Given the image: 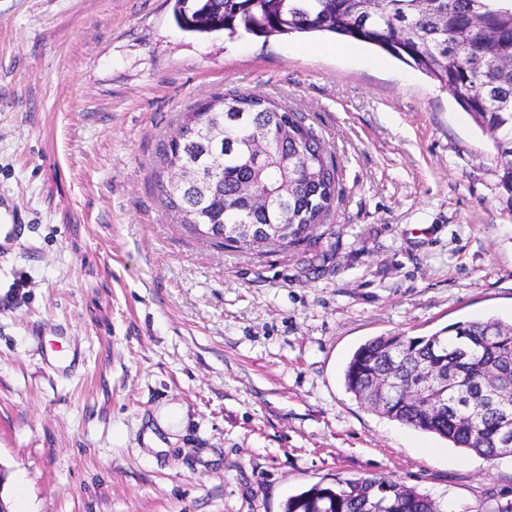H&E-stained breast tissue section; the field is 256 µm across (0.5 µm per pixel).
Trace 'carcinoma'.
<instances>
[{
	"label": "carcinoma",
	"instance_id": "1",
	"mask_svg": "<svg viewBox=\"0 0 512 512\" xmlns=\"http://www.w3.org/2000/svg\"><path fill=\"white\" fill-rule=\"evenodd\" d=\"M174 21L188 33L222 31L232 38L333 34L382 51L438 83L495 141L498 186L512 209V0H383L370 13L363 0H175ZM188 115L224 123L217 146L189 135L161 144L154 164L164 205L191 225L198 214L214 228L202 233L218 247L236 241L237 226L254 225L267 244L307 240L323 223L336 193V168L305 117L254 93L224 95V111L196 104ZM291 119L288 149L277 138ZM266 149L250 161V144ZM192 164L213 174L208 195L187 183L171 187L170 171ZM294 183L284 199L283 177ZM243 182L268 200L263 211L237 207ZM344 382L356 399L402 425L435 434L487 460L504 456L502 415L489 392L512 383V323L496 317L450 323L427 336H375L349 359ZM284 512H442L428 495L388 476L316 484L288 497Z\"/></svg>",
	"mask_w": 512,
	"mask_h": 512
}]
</instances>
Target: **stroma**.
Segmentation results:
<instances>
[{
	"instance_id": "1",
	"label": "stroma",
	"mask_w": 512,
	"mask_h": 512,
	"mask_svg": "<svg viewBox=\"0 0 512 512\" xmlns=\"http://www.w3.org/2000/svg\"><path fill=\"white\" fill-rule=\"evenodd\" d=\"M174 0H0V499L28 512H283L395 475L448 512L512 499L492 461L349 393L368 339L512 320L494 143L438 84L331 36L194 35ZM259 93L336 167L312 238L219 249L155 186L182 112ZM66 343L63 363L52 352ZM185 412L166 451L145 441Z\"/></svg>"
}]
</instances>
